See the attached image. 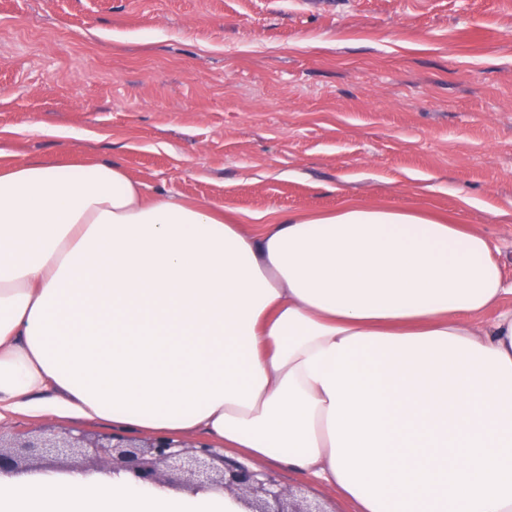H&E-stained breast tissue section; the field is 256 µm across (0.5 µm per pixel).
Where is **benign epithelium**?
<instances>
[{"label":"benign epithelium","instance_id":"obj_1","mask_svg":"<svg viewBox=\"0 0 512 512\" xmlns=\"http://www.w3.org/2000/svg\"><path fill=\"white\" fill-rule=\"evenodd\" d=\"M46 460L50 469L70 474L128 472L155 486L188 492L220 487L249 512H329L322 502L283 489L273 474L227 461L197 442L95 435L76 425L0 431V474L32 471Z\"/></svg>","mask_w":512,"mask_h":512}]
</instances>
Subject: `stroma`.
I'll use <instances>...</instances> for the list:
<instances>
[{
    "mask_svg": "<svg viewBox=\"0 0 512 512\" xmlns=\"http://www.w3.org/2000/svg\"><path fill=\"white\" fill-rule=\"evenodd\" d=\"M0 149L251 213L408 205L512 257V0H0Z\"/></svg>",
    "mask_w": 512,
    "mask_h": 512,
    "instance_id": "obj_1",
    "label": "stroma"
}]
</instances>
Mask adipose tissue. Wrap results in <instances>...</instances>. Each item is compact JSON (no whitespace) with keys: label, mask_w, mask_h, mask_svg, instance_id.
Listing matches in <instances>:
<instances>
[{"label":"adipose tissue","mask_w":512,"mask_h":512,"mask_svg":"<svg viewBox=\"0 0 512 512\" xmlns=\"http://www.w3.org/2000/svg\"><path fill=\"white\" fill-rule=\"evenodd\" d=\"M257 226L116 163L0 165V423L19 413L223 445L373 502L333 469L324 374L377 360L386 452L449 467L512 437V278L468 224L356 200ZM492 320H484L488 310ZM0 512H246L128 475L0 482Z\"/></svg>","instance_id":"ef3b65f1"}]
</instances>
